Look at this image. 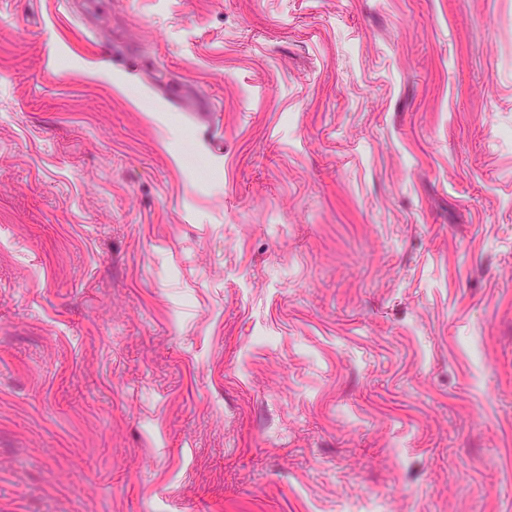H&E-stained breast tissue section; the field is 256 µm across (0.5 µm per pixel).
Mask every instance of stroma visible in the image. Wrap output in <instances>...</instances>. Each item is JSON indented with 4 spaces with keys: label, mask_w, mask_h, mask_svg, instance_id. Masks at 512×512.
I'll use <instances>...</instances> for the list:
<instances>
[{
    "label": "stroma",
    "mask_w": 512,
    "mask_h": 512,
    "mask_svg": "<svg viewBox=\"0 0 512 512\" xmlns=\"http://www.w3.org/2000/svg\"><path fill=\"white\" fill-rule=\"evenodd\" d=\"M0 512H512V0H0Z\"/></svg>",
    "instance_id": "35a3bbf8"
}]
</instances>
